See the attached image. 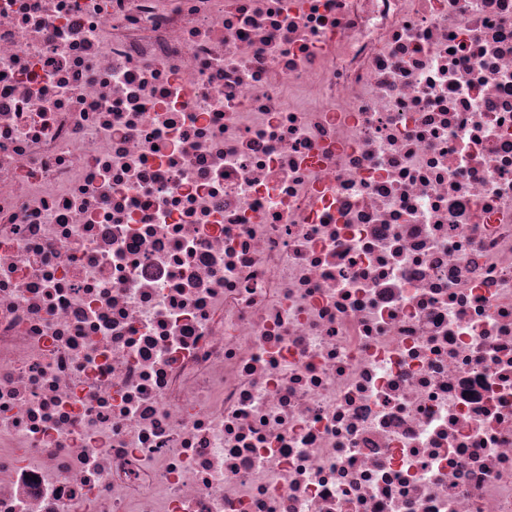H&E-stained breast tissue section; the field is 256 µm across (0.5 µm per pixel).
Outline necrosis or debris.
<instances>
[{
    "mask_svg": "<svg viewBox=\"0 0 512 512\" xmlns=\"http://www.w3.org/2000/svg\"><path fill=\"white\" fill-rule=\"evenodd\" d=\"M0 512H512V0H0Z\"/></svg>",
    "mask_w": 512,
    "mask_h": 512,
    "instance_id": "necrosis-or-debris-1",
    "label": "necrosis or debris"
}]
</instances>
